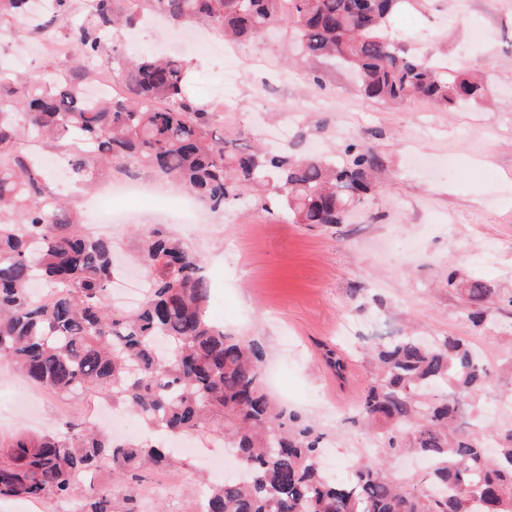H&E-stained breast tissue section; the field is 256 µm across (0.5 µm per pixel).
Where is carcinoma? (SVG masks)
<instances>
[{
    "label": "carcinoma",
    "instance_id": "carcinoma-1",
    "mask_svg": "<svg viewBox=\"0 0 512 512\" xmlns=\"http://www.w3.org/2000/svg\"><path fill=\"white\" fill-rule=\"evenodd\" d=\"M30 2L0 0L6 31L27 23L59 34L70 0H52L33 17ZM91 2L88 23L73 34L76 72L16 82L0 71V359L60 397L99 390L162 440L118 441L73 421L56 435L21 433L0 453V499H67L84 474L103 466L112 480L133 481L175 465L164 439L208 430L223 434L248 476L210 488L198 512H512V424L490 433L488 454L480 397L492 373L466 337L427 342L402 329L367 344L375 372L350 419L369 431L377 453L340 480L322 467L325 434L266 392L263 347L208 315L210 281L183 240L143 228L136 248L148 288L136 308L112 309V241L82 230L78 214L53 197L29 140L45 153L67 151L71 174L83 182L149 170L215 211L262 200L259 188L273 172L294 224L341 223L375 190L381 160L356 143L342 160L226 146L218 113L185 94L179 57L130 61L121 72L128 95L86 97L102 43L135 21L132 12L115 13L113 0ZM148 2L175 25H204L238 41L282 23L281 0ZM403 2L288 0V8L304 56L357 72L367 100L422 98L451 110L483 98L484 84L469 72L390 37L389 18ZM159 99L164 107L149 106ZM36 280L48 301L34 297ZM461 293L472 326L495 328L489 309L498 289L473 279ZM324 357L344 377L343 355L327 348ZM397 452L428 463L422 484L386 476L385 458ZM80 512H112V485L86 496Z\"/></svg>",
    "mask_w": 512,
    "mask_h": 512
}]
</instances>
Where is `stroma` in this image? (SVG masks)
Wrapping results in <instances>:
<instances>
[{"label":"stroma","instance_id":"1","mask_svg":"<svg viewBox=\"0 0 512 512\" xmlns=\"http://www.w3.org/2000/svg\"><path fill=\"white\" fill-rule=\"evenodd\" d=\"M475 29L483 40H471ZM389 30L409 44L430 33L422 52L486 74L490 93L450 111L419 98L374 103L359 94L349 70L323 61L300 65L284 25L251 42L228 44L214 35L208 50L136 25L113 33L100 54L108 68L119 54L185 59L186 91L222 110L225 140L267 144L286 122L289 151L340 159L356 142L382 157L376 191L340 224H295L277 206H229L207 224L171 225L149 203L113 206L118 264L130 262L144 226L186 240L206 260L212 317L262 342L275 396L314 420L328 445L347 448L370 441L342 412L358 401L373 366L357 338L339 335L342 322L379 316L392 329L414 323L429 336L459 334L493 366L512 349V308L493 310L497 329L473 330L458 289L480 277L512 293V0H405ZM312 72L319 83L309 81ZM311 96L334 106L291 118L290 106ZM326 345L347 352L345 378L326 365ZM27 392L41 396L38 421L0 424L1 441L86 421L101 401L93 392L69 399L41 393L0 361V408ZM189 442L195 455L180 468L114 484L112 512L132 503L138 512H190L204 481L234 470L220 440L199 435Z\"/></svg>","mask_w":512,"mask_h":512}]
</instances>
